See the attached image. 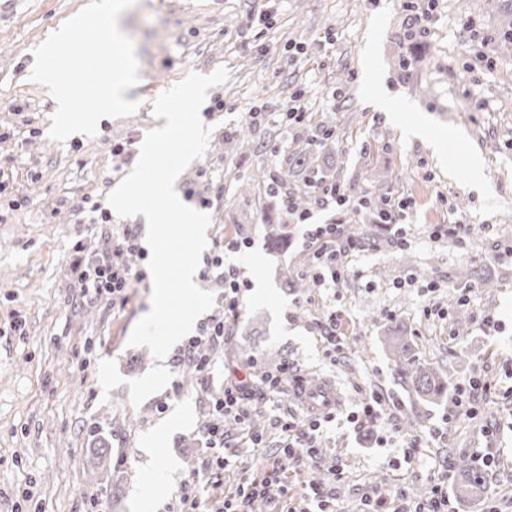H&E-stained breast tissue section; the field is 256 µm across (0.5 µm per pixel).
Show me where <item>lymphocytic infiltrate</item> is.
<instances>
[{
    "instance_id": "lymphocytic-infiltrate-1",
    "label": "lymphocytic infiltrate",
    "mask_w": 512,
    "mask_h": 512,
    "mask_svg": "<svg viewBox=\"0 0 512 512\" xmlns=\"http://www.w3.org/2000/svg\"><path fill=\"white\" fill-rule=\"evenodd\" d=\"M313 196L319 207L342 208L352 205L354 211H375L380 223L394 225L396 246H403L405 239L401 223L407 209L406 202H391L383 198L372 200L368 197L352 198L347 188L333 182H318L311 186ZM308 214L298 216L299 223L305 224V244L311 253L313 280L324 283L326 277H338L345 270V260L349 254L361 247L358 239L345 235L342 225L309 224ZM139 250L138 234L135 228H127L122 238L89 257L80 271L86 300L93 301L101 296H110L113 302H125L126 294L133 284V269L127 263L128 255ZM205 273L214 274L222 289L221 304L224 308L223 319L212 320L205 325L201 334L189 338L178 349L174 361L176 365H189L200 376L210 375L214 364L207 353L209 346L224 339V324L235 319L244 298V284L234 269L224 266L223 256H215L206 263ZM292 366L282 365L276 372L263 375L260 381L250 377L228 378L224 391L211 404L207 420L200 428V434L209 448V455L201 465V476L185 483L180 495L175 499L173 512H203L206 500L212 489L223 488V474L229 465V445L224 439L227 424L234 423L248 427L249 412L246 400L256 393L279 392L282 384L296 378ZM318 422H309L307 426H298L287 420L282 422L284 441L275 452L264 453L262 437L251 436L253 448L261 451L258 467L253 471L240 473L231 489H223V512H254V504L267 496L271 487L280 490L279 512H336V483L345 478L340 464H331L329 471L331 482L310 479L305 485L302 499H295L288 485V465L299 456L316 457L315 433ZM453 506L448 497V489L442 484H433L428 492L420 497L410 495L405 486H394L390 496H371L365 501L364 512H452Z\"/></svg>"
}]
</instances>
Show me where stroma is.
<instances>
[{
  "label": "stroma",
  "mask_w": 512,
  "mask_h": 512,
  "mask_svg": "<svg viewBox=\"0 0 512 512\" xmlns=\"http://www.w3.org/2000/svg\"><path fill=\"white\" fill-rule=\"evenodd\" d=\"M88 2L0 0V512H134L145 496L153 512H168L207 455L198 428L225 373H245L255 358L268 370L290 363L306 382L336 390V417L317 433L318 459L288 474L293 493L310 476L329 479L338 461L339 512H362L383 484L419 493L440 480L454 512H482L484 499L458 495L455 475L476 450L497 446L503 454L487 488L511 498L512 431L500 422L512 414V395L483 397L473 416L454 396L426 402L406 389L383 340L402 326L454 390L512 371V51L497 46L512 30V0H133L118 25L135 44L140 80L127 95L140 108L101 119L95 136L59 143L49 137L53 100L31 79L33 51ZM414 12L432 13L427 31L412 29ZM221 67L229 79L209 89L200 112L213 128L208 150L177 189L212 198L209 254L223 253L242 280L267 290L248 291L212 351L209 379L189 382L169 368L148 388L156 364L148 347L127 341L150 309V280L135 282L125 305L89 303L74 263L126 224L147 233L138 215L92 223L90 207L106 203L136 163L113 149L158 126L153 87ZM382 94L402 122L375 108ZM297 97L305 124H249L250 113L287 110ZM473 99L482 110L470 108ZM422 120L443 136V154L406 134ZM325 128L335 133L330 180L409 207L399 249L370 213L313 209L314 222H342L366 242L341 278L314 287L304 229L281 199L300 186L287 173L292 151ZM245 133L254 151L239 148ZM275 176L282 183L273 197ZM442 224L470 225L471 235L462 245L434 238ZM274 225L286 228L287 250L272 248ZM235 238L246 247L224 250ZM287 278L298 289L284 288ZM431 305L436 314L425 315ZM335 309L342 350L332 357L319 323ZM375 397L378 428L356 429L352 414ZM247 407L262 414L271 451L279 421L313 417L289 386ZM416 435L422 442L409 463L403 446ZM102 436L110 473L93 461Z\"/></svg>",
  "instance_id": "stroma-1"
}]
</instances>
